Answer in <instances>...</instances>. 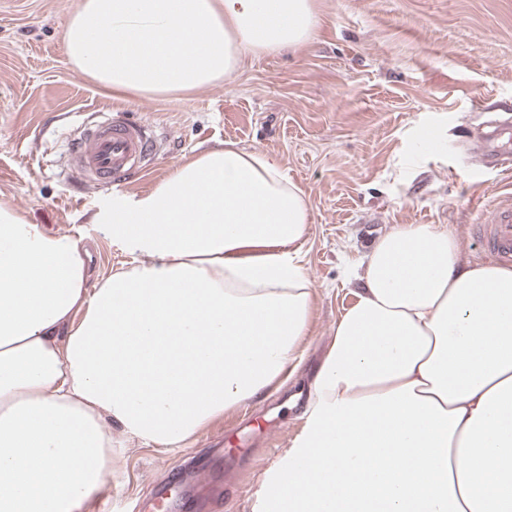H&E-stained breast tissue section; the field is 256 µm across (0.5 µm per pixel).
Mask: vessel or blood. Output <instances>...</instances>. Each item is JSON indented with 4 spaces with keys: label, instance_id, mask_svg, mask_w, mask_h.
I'll return each instance as SVG.
<instances>
[{
    "label": "vessel or blood",
    "instance_id": "b4317fda",
    "mask_svg": "<svg viewBox=\"0 0 512 512\" xmlns=\"http://www.w3.org/2000/svg\"><path fill=\"white\" fill-rule=\"evenodd\" d=\"M154 133L150 126L111 112L85 127L71 146V156L80 174L104 184H118L146 169L153 156ZM472 150L484 166H512V125L491 123L489 130L473 133ZM485 246L498 260L512 263V197L493 204L482 221ZM198 486L187 468L165 471L152 487L151 495L160 512H181L194 501Z\"/></svg>",
    "mask_w": 512,
    "mask_h": 512
}]
</instances>
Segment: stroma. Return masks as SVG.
Instances as JSON below:
<instances>
[{"mask_svg":"<svg viewBox=\"0 0 512 512\" xmlns=\"http://www.w3.org/2000/svg\"><path fill=\"white\" fill-rule=\"evenodd\" d=\"M80 0H0V206L29 223L82 235L99 278L132 258L97 224L114 193L141 195L179 164L231 141L275 157L305 194L310 224L298 263L314 290L297 373L203 426L175 451L112 432V488L85 512H132L164 470L207 444L237 454L231 424L263 434L288 418L250 466L225 512H258L257 494L292 448L307 392L354 303L363 261L397 224L445 226L465 263H487L479 217L512 194V171L478 167L467 137L493 118L512 123V0H317L314 39L250 56L225 82L179 97L125 98L75 70L64 33ZM153 127L146 173L110 186L80 181L69 141L99 113ZM444 140L423 147L425 131Z\"/></svg>","mask_w":512,"mask_h":512,"instance_id":"stroma-1","label":"stroma"}]
</instances>
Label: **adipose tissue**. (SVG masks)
<instances>
[{"mask_svg": "<svg viewBox=\"0 0 512 512\" xmlns=\"http://www.w3.org/2000/svg\"><path fill=\"white\" fill-rule=\"evenodd\" d=\"M318 23L316 0H81L64 40L77 71L154 98ZM97 221L137 262L96 280L79 238L0 206V512H84L112 481L104 418L175 449L298 368L309 209L274 158L225 143ZM359 280L259 512H512V266L398 224Z\"/></svg>", "mask_w": 512, "mask_h": 512, "instance_id": "obj_1", "label": "adipose tissue"}]
</instances>
